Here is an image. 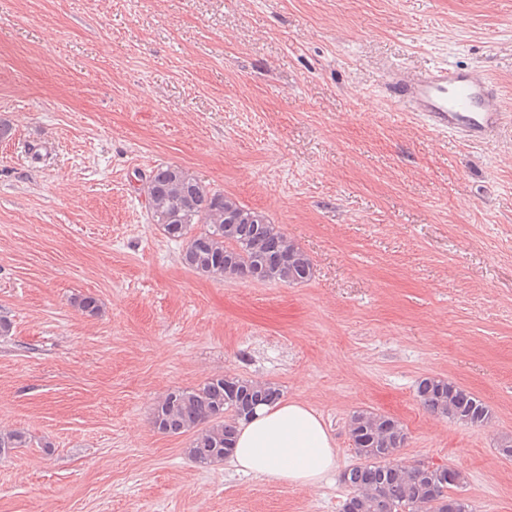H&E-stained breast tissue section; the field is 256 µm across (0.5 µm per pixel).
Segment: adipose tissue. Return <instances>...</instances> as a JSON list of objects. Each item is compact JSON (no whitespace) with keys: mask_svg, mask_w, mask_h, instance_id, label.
<instances>
[{"mask_svg":"<svg viewBox=\"0 0 512 512\" xmlns=\"http://www.w3.org/2000/svg\"><path fill=\"white\" fill-rule=\"evenodd\" d=\"M229 464L287 487H314L335 470L336 450L320 415L302 402L279 400L240 423Z\"/></svg>","mask_w":512,"mask_h":512,"instance_id":"adipose-tissue-1","label":"adipose tissue"}]
</instances>
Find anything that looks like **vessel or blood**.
Returning a JSON list of instances; mask_svg holds the SVG:
<instances>
[{"instance_id":"1","label":"vessel or blood","mask_w":512,"mask_h":512,"mask_svg":"<svg viewBox=\"0 0 512 512\" xmlns=\"http://www.w3.org/2000/svg\"><path fill=\"white\" fill-rule=\"evenodd\" d=\"M386 89L430 129L470 143L495 142L507 118L499 92L480 69L444 64L418 74L395 72Z\"/></svg>"}]
</instances>
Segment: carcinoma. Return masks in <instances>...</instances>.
Returning a JSON list of instances; mask_svg holds the SVG:
<instances>
[{
	"label": "carcinoma",
	"instance_id": "carcinoma-1",
	"mask_svg": "<svg viewBox=\"0 0 512 512\" xmlns=\"http://www.w3.org/2000/svg\"><path fill=\"white\" fill-rule=\"evenodd\" d=\"M141 191L153 223L170 240L185 243L182 261L198 275H245L284 284L312 276L310 257L278 225L181 167L157 168L145 178ZM197 225L202 226L199 232ZM74 306L89 317L100 314L92 296L76 298ZM416 395L426 411L450 422L479 427L491 419L485 403L444 378L419 380ZM280 396L273 382L219 375L167 393L154 408L153 423L164 434L190 435L187 455L210 465L234 449L241 421ZM348 430L358 463L341 476L351 490L341 512H448L450 501L460 505L458 512H471L469 504L453 494L464 483L459 471L388 463L406 443L399 420L359 410L351 415ZM29 443L22 429L0 430V458Z\"/></svg>",
	"mask_w": 512,
	"mask_h": 512
}]
</instances>
